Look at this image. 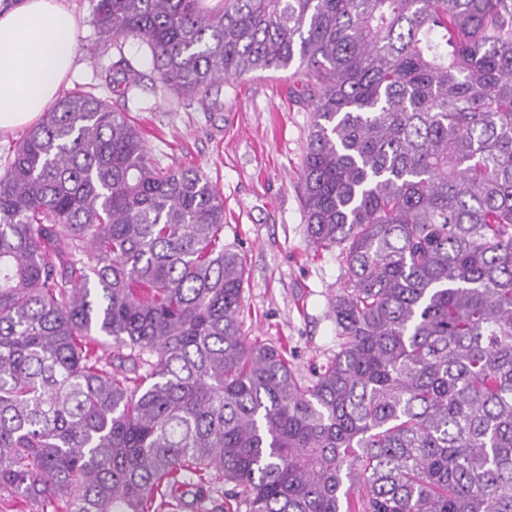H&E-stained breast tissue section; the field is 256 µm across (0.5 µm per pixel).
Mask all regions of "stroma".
Returning a JSON list of instances; mask_svg holds the SVG:
<instances>
[{"mask_svg": "<svg viewBox=\"0 0 512 512\" xmlns=\"http://www.w3.org/2000/svg\"><path fill=\"white\" fill-rule=\"evenodd\" d=\"M68 3L81 22L67 90L97 82L112 59L97 43L92 0ZM124 52L144 79L134 97L113 98V106L136 118L162 165L198 168L224 197V243L247 260L244 335L286 347L296 376L311 378L339 349L331 301L347 275L337 252L316 255L307 245L300 177L312 112L289 95L290 71L222 83L202 103L179 101L153 90L151 61L137 44Z\"/></svg>", "mask_w": 512, "mask_h": 512, "instance_id": "obj_1", "label": "stroma"}]
</instances>
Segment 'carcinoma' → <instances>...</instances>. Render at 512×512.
Wrapping results in <instances>:
<instances>
[{
	"instance_id": "cac0c4a2",
	"label": "carcinoma",
	"mask_w": 512,
	"mask_h": 512,
	"mask_svg": "<svg viewBox=\"0 0 512 512\" xmlns=\"http://www.w3.org/2000/svg\"><path fill=\"white\" fill-rule=\"evenodd\" d=\"M104 88L298 64L301 198L341 249L304 382L242 333L224 197L77 87L0 166V493L35 512H512V0H94ZM362 490L358 498L353 491Z\"/></svg>"
}]
</instances>
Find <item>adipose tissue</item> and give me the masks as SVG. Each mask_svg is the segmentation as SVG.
<instances>
[{
	"mask_svg": "<svg viewBox=\"0 0 512 512\" xmlns=\"http://www.w3.org/2000/svg\"><path fill=\"white\" fill-rule=\"evenodd\" d=\"M65 0H20L0 11V132L35 123L57 100L77 51Z\"/></svg>",
	"mask_w": 512,
	"mask_h": 512,
	"instance_id": "obj_1",
	"label": "adipose tissue"
}]
</instances>
